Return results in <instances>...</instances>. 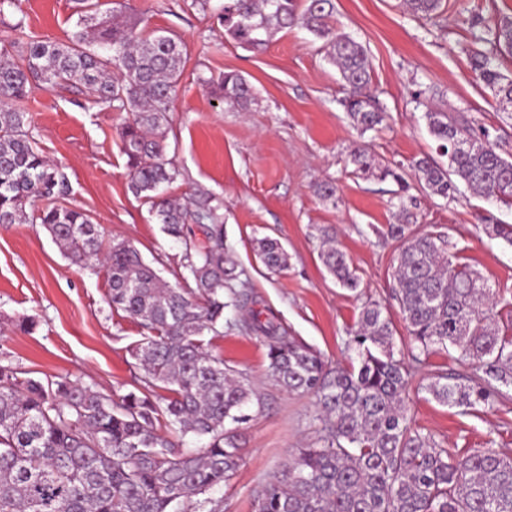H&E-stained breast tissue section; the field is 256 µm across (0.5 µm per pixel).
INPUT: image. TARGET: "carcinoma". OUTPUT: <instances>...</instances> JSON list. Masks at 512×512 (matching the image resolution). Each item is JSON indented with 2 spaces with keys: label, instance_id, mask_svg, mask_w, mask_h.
Returning a JSON list of instances; mask_svg holds the SVG:
<instances>
[{
  "label": "carcinoma",
  "instance_id": "1",
  "mask_svg": "<svg viewBox=\"0 0 512 512\" xmlns=\"http://www.w3.org/2000/svg\"><path fill=\"white\" fill-rule=\"evenodd\" d=\"M424 16L443 0H407ZM76 31L69 43L0 39V224L29 218L44 225L72 263L102 271L108 304L140 320L146 332L133 345L142 373L116 403L112 396L68 377L19 376L0 365V512H174L190 498L193 512H220L210 491L227 483L242 460L238 430L261 404L247 377L212 355L205 332L223 323L259 335L273 380L289 393L310 394L321 410L316 441L297 448L282 475L269 480L254 512H512V456L492 448L455 457L414 430L408 416L410 366L439 350H454L468 373L438 371L427 386L444 405L492 407L512 390V327L492 317L493 289L477 271L455 261L448 241L403 223L386 236L401 242L394 297L411 342L399 348L385 307L365 301L346 342L348 364L328 366L321 354L288 329L241 279L244 270L224 252L220 204L200 191L187 204L159 196L179 171L166 156L164 123L182 75L183 41L170 32L145 36L140 21L100 12L99 0H75ZM334 0H224V34L244 49H261L284 28L301 26L323 41L348 87L344 107L361 131L385 119L369 91L363 45L335 26ZM472 26L468 51L476 77L512 106V78L495 64L512 53V21ZM70 85L93 102L131 114L120 131L131 191L151 202L162 231L183 246L182 281L170 285L130 243L105 242L85 212L57 205L70 192L67 175L29 135L27 113L10 106L26 99L33 82ZM215 91L234 107L253 100L247 80L227 72ZM431 135L447 167L429 157L411 171L432 193L448 197L465 184L490 201L512 200V158L461 114L427 113ZM356 172L406 185L366 147L351 153ZM491 236L512 247V224L485 217ZM206 226L198 243L190 225ZM322 264L351 292L360 278L350 258L322 232ZM257 254L272 273L288 268V253L272 238ZM229 317H224V313ZM168 395L161 396L157 390ZM189 433L203 441L178 447L161 434Z\"/></svg>",
  "mask_w": 512,
  "mask_h": 512
}]
</instances>
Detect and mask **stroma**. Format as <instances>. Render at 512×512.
<instances>
[{
  "label": "stroma",
  "mask_w": 512,
  "mask_h": 512,
  "mask_svg": "<svg viewBox=\"0 0 512 512\" xmlns=\"http://www.w3.org/2000/svg\"><path fill=\"white\" fill-rule=\"evenodd\" d=\"M122 3L146 30H167L185 44L183 71L164 125L167 156L179 171L164 196L181 199L203 190L221 203L224 249L243 269L254 292L280 322L331 363L345 360L360 296L340 288L320 259V229L334 233L360 278L361 296L387 308L397 343L409 336L393 295L398 244L383 237L395 223L400 196L417 201L419 231L445 235L459 263L470 265L496 294V320L512 319V247L491 238L483 221L494 215L512 224V205L489 202L468 189L455 197L430 194L416 180L354 174L350 152L369 146L382 163L407 169L412 158L435 154L426 113L455 110L487 130L512 154V114L477 80L461 51L472 41L473 16L512 17V0H449L428 19L403 0H336V27L362 43L371 86L388 118L360 132L342 100L344 83L321 41L302 27L276 33L267 47L248 51L225 36L217 13L224 0H101ZM77 17L74 0H21L0 10V34L21 25L33 39L68 42ZM243 75L254 99L241 110L218 101L213 83L224 73ZM43 155L68 175L64 206L86 212L105 237L132 242L169 283L183 272V248L168 237L150 205L128 188L129 170L119 130L127 112L90 104L74 87L35 86L20 102ZM335 181L336 201L323 202L317 184ZM278 239L288 267L270 274L254 251L256 239ZM108 284L92 269L72 265L38 223L0 224V364L42 379L66 376L113 396L132 390L141 369L129 348L141 340L138 319L107 303ZM34 323L30 331L22 320ZM210 349L245 373L262 407L242 431V462L216 489L222 512H254L257 491L288 462L294 448L315 441L318 407L309 395L291 394L268 373L262 339L219 328ZM454 356H432L412 377L408 415L449 454L475 448L512 454V396L494 409L464 410L438 404L426 387L435 371H457Z\"/></svg>",
  "instance_id": "obj_1"
}]
</instances>
